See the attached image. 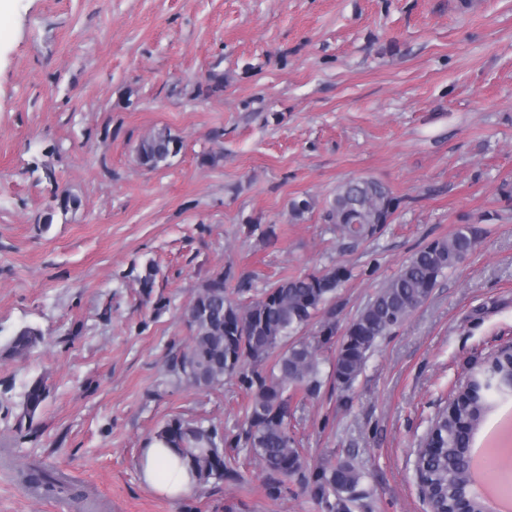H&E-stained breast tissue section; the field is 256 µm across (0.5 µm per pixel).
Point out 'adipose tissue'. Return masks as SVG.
I'll list each match as a JSON object with an SVG mask.
<instances>
[{
	"label": "adipose tissue",
	"mask_w": 512,
	"mask_h": 512,
	"mask_svg": "<svg viewBox=\"0 0 512 512\" xmlns=\"http://www.w3.org/2000/svg\"><path fill=\"white\" fill-rule=\"evenodd\" d=\"M142 482L154 492L180 498L198 485L197 478L162 439L152 438L141 450Z\"/></svg>",
	"instance_id": "obj_1"
}]
</instances>
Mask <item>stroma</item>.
<instances>
[{
	"instance_id": "obj_1",
	"label": "stroma",
	"mask_w": 512,
	"mask_h": 512,
	"mask_svg": "<svg viewBox=\"0 0 512 512\" xmlns=\"http://www.w3.org/2000/svg\"><path fill=\"white\" fill-rule=\"evenodd\" d=\"M163 127L182 148L145 170L136 147ZM357 177L398 207L355 245L322 211ZM63 191L75 209H58ZM460 224L479 228L475 250L349 390L324 384L291 419L308 465L360 470L351 512H430L416 450L458 381L512 345V0H0V512H323L295 486L268 498L244 457L238 478L179 500L142 482L167 420L233 435L249 400L237 379L196 389L171 373L184 311L221 270L258 294L343 266L325 315L341 333ZM26 327L41 342L7 356ZM33 462L86 500L29 488ZM48 393L49 390L44 378H40L28 386L25 393L24 413L20 425L25 417L28 418V423L32 424L35 413L43 405Z\"/></svg>"
}]
</instances>
